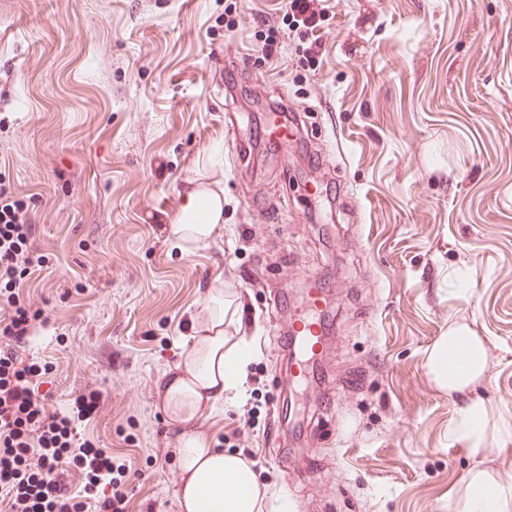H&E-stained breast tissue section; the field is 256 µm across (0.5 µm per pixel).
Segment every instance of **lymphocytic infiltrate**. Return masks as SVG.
Listing matches in <instances>:
<instances>
[{
    "instance_id": "f902f5d3",
    "label": "lymphocytic infiltrate",
    "mask_w": 512,
    "mask_h": 512,
    "mask_svg": "<svg viewBox=\"0 0 512 512\" xmlns=\"http://www.w3.org/2000/svg\"><path fill=\"white\" fill-rule=\"evenodd\" d=\"M34 233L23 202L0 184V512H125L113 491L123 465L76 440V420L99 411L101 393L76 397L70 414L49 410L40 394L45 368L18 352L41 319L19 293L36 262Z\"/></svg>"
}]
</instances>
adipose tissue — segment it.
I'll return each mask as SVG.
<instances>
[{
  "label": "adipose tissue",
  "instance_id": "1",
  "mask_svg": "<svg viewBox=\"0 0 512 512\" xmlns=\"http://www.w3.org/2000/svg\"><path fill=\"white\" fill-rule=\"evenodd\" d=\"M218 197L194 195L187 199L177 223L169 228L180 244L208 238L223 218ZM230 306L223 292L212 295L209 324L192 343L180 372L169 375L162 386L165 407L172 420L192 421L207 402L223 399L225 392L241 386L251 358L249 345L235 350L224 348V317ZM428 369L436 381L452 392H464L487 370V348L480 337L467 331H449L428 357ZM487 408L472 399L461 405L452 421L451 432L480 452L486 445ZM178 467L183 475L180 506L183 512H262L263 497L250 465L240 456L210 447L207 439L184 432L177 448ZM468 493L456 512H512V485L475 472Z\"/></svg>",
  "mask_w": 512,
  "mask_h": 512
}]
</instances>
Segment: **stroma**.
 <instances>
[{"mask_svg":"<svg viewBox=\"0 0 512 512\" xmlns=\"http://www.w3.org/2000/svg\"><path fill=\"white\" fill-rule=\"evenodd\" d=\"M329 5L313 46L283 33L271 55L261 18L288 0H0V183L44 257L21 355L55 409L103 394L77 431L124 465L127 512H181L160 387L219 288L226 344L252 357L190 427L218 448L251 412L233 452L265 512H455L476 470L512 484V0ZM276 101L301 131L284 149ZM200 184L224 220L182 250L168 228ZM269 279L292 318L325 286L328 406L288 380ZM456 325L488 370L451 394L427 360ZM476 398L478 454L449 431Z\"/></svg>","mask_w":512,"mask_h":512,"instance_id":"35a3bbf8","label":"stroma"}]
</instances>
